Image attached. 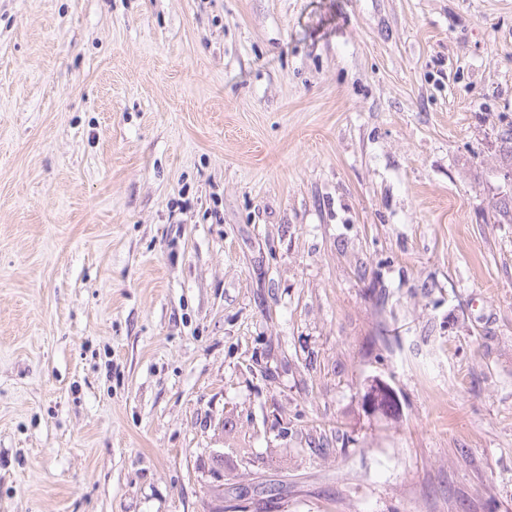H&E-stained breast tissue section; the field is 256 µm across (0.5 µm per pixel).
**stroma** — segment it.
I'll use <instances>...</instances> for the list:
<instances>
[{
  "mask_svg": "<svg viewBox=\"0 0 512 512\" xmlns=\"http://www.w3.org/2000/svg\"><path fill=\"white\" fill-rule=\"evenodd\" d=\"M510 124L512 0H0V512H512ZM365 405L374 412L386 415H395L397 412V400L393 390L384 383L373 385L367 392ZM396 408V411H394Z\"/></svg>",
  "mask_w": 512,
  "mask_h": 512,
  "instance_id": "stroma-1",
  "label": "stroma"
}]
</instances>
